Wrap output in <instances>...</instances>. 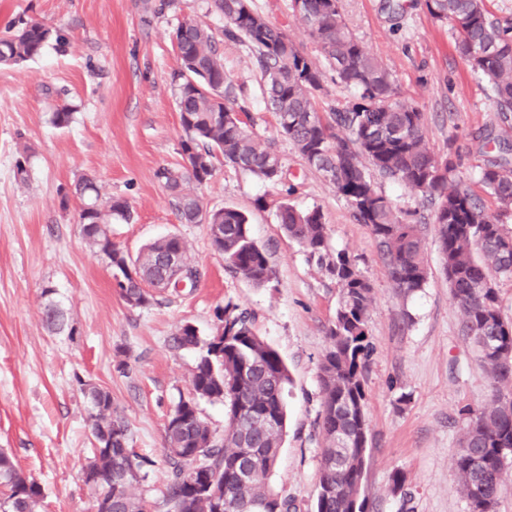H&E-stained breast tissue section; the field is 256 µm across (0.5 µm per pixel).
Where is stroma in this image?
Masks as SVG:
<instances>
[{
	"mask_svg": "<svg viewBox=\"0 0 512 512\" xmlns=\"http://www.w3.org/2000/svg\"><path fill=\"white\" fill-rule=\"evenodd\" d=\"M400 2L394 12L387 0H340V11L366 52L390 70L400 96L423 112L429 148L450 158L455 179L481 194L475 137L490 128L512 142V123L499 121L489 84L460 58L450 26L430 16L425 0ZM253 4L323 71L320 111L344 106L350 89L336 83L290 0ZM19 17L62 29L67 37L35 60L0 66V448L42 486L38 512L94 510L96 493L84 481L93 452L83 380L111 392L135 450L153 461L132 494L149 503L151 512H167L164 425L188 393L195 365L194 352L173 350L169 341L187 322L202 337L212 336L216 311L229 302L255 315L256 332L290 373L286 435L268 482L294 500L297 512H314L320 363L330 348L327 328L340 288L288 239L273 208L257 207L264 194L302 209L319 208L331 249L347 250L374 289L368 317L374 349L364 382L370 455L363 493L370 512H468L452 467L462 437L458 411L487 403L492 380L460 332L463 314L449 298L437 230L421 196L396 180H376L398 208L414 211L424 225L428 279L405 299L396 294L374 237L353 219L345 198L278 134L249 46L223 38L224 18L212 0H0V28ZM187 18L218 33L217 49L248 129L280 155L286 184L294 186L289 193L286 185L267 186L220 163L211 180L192 188L206 209L233 207L246 214L276 269L277 280L267 287L226 270L207 225L180 223L156 177L160 168L184 165L172 73L173 33ZM63 105L73 110L65 128L52 121ZM23 151L30 161L21 181L15 161ZM85 174L97 178L103 195L133 210L131 223L112 224L113 241L135 253L178 234L201 271L196 287L178 296L156 293L144 308L124 302L106 258L79 232L74 184ZM48 287L69 318L66 329L51 331L42 323ZM402 393L409 399L400 405ZM397 469L406 482L395 492L390 476Z\"/></svg>",
	"mask_w": 512,
	"mask_h": 512,
	"instance_id": "1",
	"label": "stroma"
}]
</instances>
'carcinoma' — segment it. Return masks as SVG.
Wrapping results in <instances>:
<instances>
[{"instance_id": "carcinoma-1", "label": "carcinoma", "mask_w": 512, "mask_h": 512, "mask_svg": "<svg viewBox=\"0 0 512 512\" xmlns=\"http://www.w3.org/2000/svg\"><path fill=\"white\" fill-rule=\"evenodd\" d=\"M224 16L223 35L244 40L254 51L263 78V98L277 116L279 134L290 141L302 161L322 173L349 203L355 221L366 225L386 260L393 288L403 297L427 282L421 228L406 220L373 181L370 171L394 178L421 194L433 206L439 251L451 300L462 310V334L479 349V364L493 380L491 397L480 407L459 410L463 422L461 448L453 469L468 512H495L500 491L512 479V323L505 320L490 272L512 277V146L479 132L478 182L497 204L488 213L469 189L453 177L454 165L428 147L423 113L399 98L386 66L368 55L343 24L339 0H291V9L321 45L336 81L352 91L342 108L320 113L317 98L323 74L288 37L268 22L253 0H214ZM438 22H451L455 46L470 70L491 87L499 120L512 121V23L490 17L484 0H426ZM64 41L59 30L31 19L10 22L0 33V65L18 66L39 57L50 42ZM177 69L173 73L182 130L181 154L191 168L177 174L168 168L156 177L170 192L180 219L201 221L200 199L184 189L213 176L218 161L272 186L283 183L280 155L262 146L246 130L224 73L212 29L188 19L175 30ZM495 144L497 154L488 155ZM82 201L77 224L87 243L103 254L119 279L120 296L131 307L154 301L151 290L178 292L174 269L166 260L179 254L183 281L193 283L196 265L186 242L176 234L160 237L136 254L112 242L100 224L129 222L125 202L102 197L95 178L75 185ZM275 217L288 238L308 260L336 280L341 297L327 336L330 350L320 365L321 410L317 429L322 440L316 512H368L359 487L368 457L369 424L365 412L364 372L372 343L368 312L373 288L343 250L331 252L327 225L319 208L301 210L276 201ZM211 242L226 267L257 287L276 280L265 249L250 233L246 215L234 208L212 212ZM134 275H129L128 269ZM43 323L49 330L66 324L64 311L47 299ZM218 324L207 340L186 323L171 337V347L196 353L190 394L179 397L164 428L166 460L172 469L167 489L169 512H294L293 503L267 482L285 433L283 393L290 382L279 353L258 336L252 314L227 303L217 312ZM89 403L93 459L85 483L112 498L108 512H148L130 488L148 460L131 448L129 426L112 395L76 378ZM224 403V436L205 421L199 401ZM43 498L39 483L25 476L11 455L0 451V504L3 512H38Z\"/></svg>"}]
</instances>
